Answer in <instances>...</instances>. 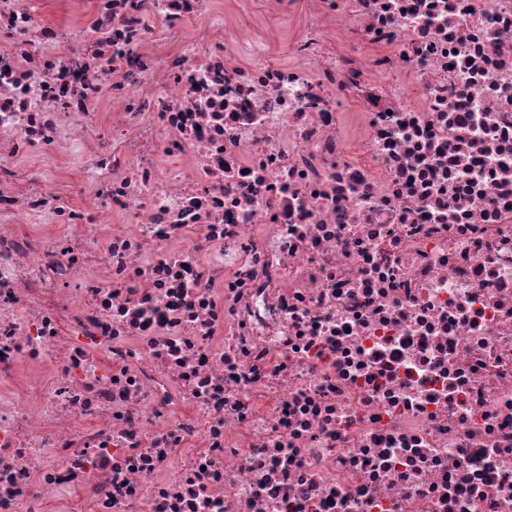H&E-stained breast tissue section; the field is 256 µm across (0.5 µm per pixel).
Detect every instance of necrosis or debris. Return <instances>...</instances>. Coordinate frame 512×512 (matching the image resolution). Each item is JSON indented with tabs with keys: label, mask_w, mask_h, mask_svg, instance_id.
Returning <instances> with one entry per match:
<instances>
[{
	"label": "necrosis or debris",
	"mask_w": 512,
	"mask_h": 512,
	"mask_svg": "<svg viewBox=\"0 0 512 512\" xmlns=\"http://www.w3.org/2000/svg\"><path fill=\"white\" fill-rule=\"evenodd\" d=\"M62 5L0 0V512H512V0Z\"/></svg>",
	"instance_id": "1"
}]
</instances>
